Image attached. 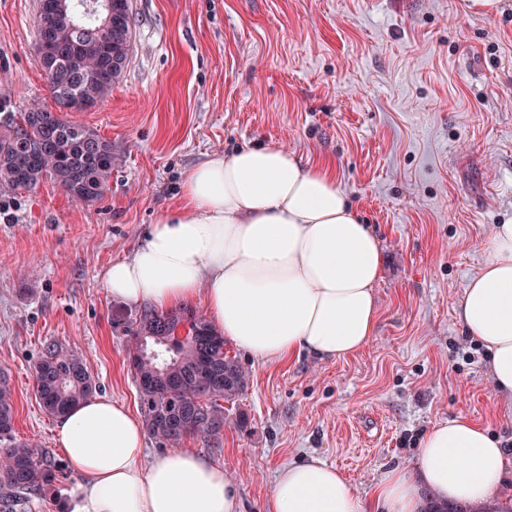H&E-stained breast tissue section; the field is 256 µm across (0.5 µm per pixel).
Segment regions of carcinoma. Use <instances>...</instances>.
<instances>
[{"label": "carcinoma", "instance_id": "cac0c4a2", "mask_svg": "<svg viewBox=\"0 0 512 512\" xmlns=\"http://www.w3.org/2000/svg\"><path fill=\"white\" fill-rule=\"evenodd\" d=\"M74 28L60 39V59L40 62L47 79L76 91L83 109L112 91L130 54L133 19L124 0L126 32L103 26L104 0H70ZM0 193L36 187L46 178L73 199H103L112 176V142L91 128L34 103L15 113L0 96ZM131 335L129 357L149 433L175 446L191 435L217 439L226 403L236 401L249 373L225 351L224 336L188 310L142 311L123 318ZM36 396L43 411L58 417L90 397L96 384L83 361L49 343L34 366ZM15 407L7 377L0 372V512H26L33 500L58 494L63 469L50 453L13 438Z\"/></svg>", "mask_w": 512, "mask_h": 512}]
</instances>
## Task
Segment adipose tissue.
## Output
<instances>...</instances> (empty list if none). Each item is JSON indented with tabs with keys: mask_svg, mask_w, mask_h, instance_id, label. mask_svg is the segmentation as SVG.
<instances>
[{
	"mask_svg": "<svg viewBox=\"0 0 512 512\" xmlns=\"http://www.w3.org/2000/svg\"><path fill=\"white\" fill-rule=\"evenodd\" d=\"M183 204L163 210L132 256L101 284L114 299L164 309L204 297L225 339L267 362L302 352L340 360L374 336L382 252L337 184L331 162L276 146L216 155L185 176ZM456 316L486 350L496 391L512 395V224L496 225ZM56 440L81 481L68 512H238L235 482L200 456L145 461V431L101 395L58 416ZM506 459L485 427L460 415L432 426L414 471L385 470L371 496L310 458L283 467L263 512H420L421 492L494 503Z\"/></svg>",
	"mask_w": 512,
	"mask_h": 512,
	"instance_id": "adipose-tissue-1",
	"label": "adipose tissue"
}]
</instances>
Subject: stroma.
<instances>
[{"instance_id": "35a3bbf8", "label": "stroma", "mask_w": 512, "mask_h": 512, "mask_svg": "<svg viewBox=\"0 0 512 512\" xmlns=\"http://www.w3.org/2000/svg\"><path fill=\"white\" fill-rule=\"evenodd\" d=\"M464 0H131L129 63L96 107L65 112L110 140L104 198L44 181L0 195V371L16 439L62 453L32 369L48 342L79 354L98 393L140 413L133 313L99 274L130 257L185 174L245 146L331 159L381 246L379 318L357 354L283 362L226 349L250 374L219 442L181 449L223 465L241 512H262L281 468L311 457L369 495L379 474L413 469L434 424L459 415L506 447L512 398L456 307L512 219V0L491 17ZM39 0H0V94L16 108L53 99L36 53Z\"/></svg>"}]
</instances>
